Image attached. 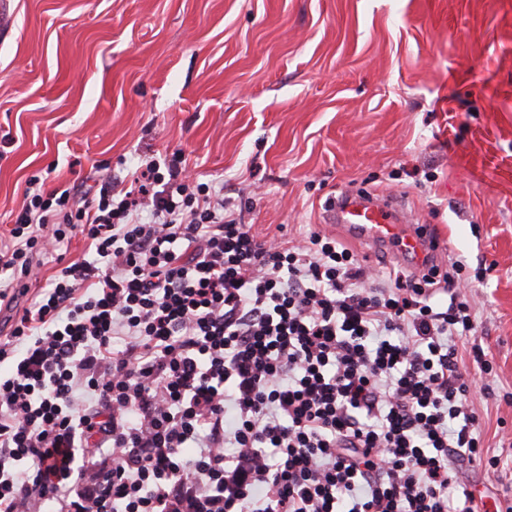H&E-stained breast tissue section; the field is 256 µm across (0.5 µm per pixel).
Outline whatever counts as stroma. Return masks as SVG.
<instances>
[{"instance_id": "1", "label": "stroma", "mask_w": 512, "mask_h": 512, "mask_svg": "<svg viewBox=\"0 0 512 512\" xmlns=\"http://www.w3.org/2000/svg\"><path fill=\"white\" fill-rule=\"evenodd\" d=\"M0 40V235L31 176L120 190L182 155L253 233L332 232L345 192L437 225L493 366L484 447L512 442V0H11ZM335 233V232H332ZM345 241L344 232L335 233ZM488 512L512 470L457 466Z\"/></svg>"}]
</instances>
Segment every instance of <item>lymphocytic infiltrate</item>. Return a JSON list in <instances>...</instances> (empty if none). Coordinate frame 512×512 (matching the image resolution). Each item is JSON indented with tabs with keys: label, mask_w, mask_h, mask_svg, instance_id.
<instances>
[{
	"label": "lymphocytic infiltrate",
	"mask_w": 512,
	"mask_h": 512,
	"mask_svg": "<svg viewBox=\"0 0 512 512\" xmlns=\"http://www.w3.org/2000/svg\"><path fill=\"white\" fill-rule=\"evenodd\" d=\"M122 199L30 180L0 302L81 235L0 335V512H481L454 462L499 469L454 343L468 285L388 284L335 237L240 223L185 168Z\"/></svg>",
	"instance_id": "1"
}]
</instances>
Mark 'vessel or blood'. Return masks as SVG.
I'll return each instance as SVG.
<instances>
[{
    "label": "vessel or blood",
    "mask_w": 512,
    "mask_h": 512,
    "mask_svg": "<svg viewBox=\"0 0 512 512\" xmlns=\"http://www.w3.org/2000/svg\"><path fill=\"white\" fill-rule=\"evenodd\" d=\"M324 221L339 225L368 251H392L421 269L430 266L439 254V241L432 225L408 223L406 216L389 200L348 195L326 207Z\"/></svg>",
    "instance_id": "b4317fda"
}]
</instances>
